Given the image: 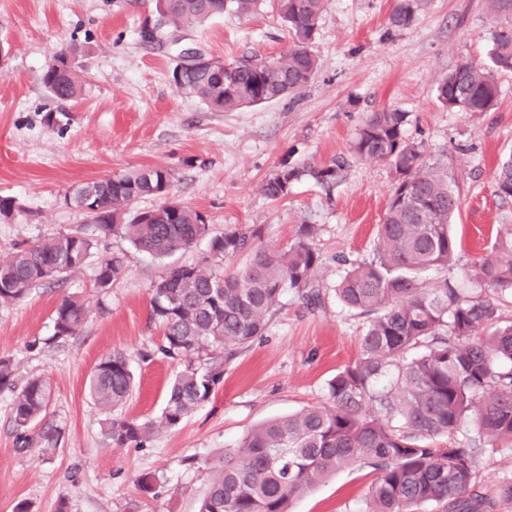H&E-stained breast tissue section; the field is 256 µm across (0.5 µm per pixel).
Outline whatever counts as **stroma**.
Masks as SVG:
<instances>
[{"label": "stroma", "mask_w": 512, "mask_h": 512, "mask_svg": "<svg viewBox=\"0 0 512 512\" xmlns=\"http://www.w3.org/2000/svg\"><path fill=\"white\" fill-rule=\"evenodd\" d=\"M395 0H327L310 51L317 70L306 87L281 99L229 112L209 111L179 92L172 69L193 49L233 62L279 58L291 40L277 0H260L248 15L232 11L205 24L163 30L142 41L154 0H0V197L15 208L0 215V258L17 244L72 230L91 231L87 216L67 205L77 184L143 166L168 169L172 194L207 219L210 236L258 228L260 248L277 253L299 228H317L321 308L283 295L263 336L228 368L208 401L178 427L160 430L144 447L107 446L103 413L88 381L99 361L125 352L135 388L119 416L158 419L178 363L157 350L160 325L151 317L149 288L177 264L199 261L208 238L167 258L134 249L121 234L96 236L84 268L44 284L23 302L0 306V357L12 359L16 383L33 376L52 386L48 419L55 446L19 450L11 422L13 394L0 392V512L26 503L30 512H195L211 461L268 419L320 406L327 383L359 356L363 317L345 307L335 288L346 271L370 260L377 227L395 183L383 161L353 157L366 117L386 107L407 115L406 140L447 165L461 192L453 233L455 262L423 273L448 278L472 295L484 292L469 271L483 254L512 241V200L498 197L495 175L512 155V74L498 77L487 112L443 105L437 87L463 60L489 65L495 23L486 0H428L402 29L388 22ZM74 45L85 69L81 96L61 102L40 76L52 54ZM54 115L47 125L46 115ZM346 164L329 187L308 171L338 158ZM300 170L288 198L273 200L262 184L281 164ZM121 255L127 271L100 291L94 270ZM66 297L84 302L82 331L48 344L51 315ZM157 492L139 488L142 476ZM375 478L371 468L337 472L296 499L291 512H363ZM477 488L498 499L512 483V447L487 448Z\"/></svg>", "instance_id": "obj_1"}]
</instances>
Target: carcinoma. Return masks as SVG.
Instances as JSON below:
<instances>
[{
    "label": "carcinoma",
    "instance_id": "carcinoma-1",
    "mask_svg": "<svg viewBox=\"0 0 512 512\" xmlns=\"http://www.w3.org/2000/svg\"><path fill=\"white\" fill-rule=\"evenodd\" d=\"M427 0H397L389 17L404 28ZM257 0H155V19L144 26L158 39L162 29L201 24L227 10L247 14ZM325 0H278L291 36L276 61L248 57L224 68V81L205 71L172 72L178 91L198 98L212 112H227L279 99L304 87L315 73L308 50ZM499 18L491 30L492 67L463 62L438 86V99L462 112H486L498 94L496 75L512 72V0H489ZM75 47L55 52L41 73L48 92L75 99L83 80ZM406 113L384 108L365 121L354 144L360 158L385 161L397 174L379 225L373 257L347 272L336 292L345 306L365 317L360 356L328 383V404L304 408L253 428L234 448L208 467L207 488L197 512H291L292 502L341 469L366 464L377 476L364 512H486L487 497L476 490L485 439L512 447V324L500 325L498 306L487 295L469 296L448 278L432 285L420 275L446 269L455 256L449 225L460 196L447 167L403 137ZM342 162L309 171L331 185ZM302 171L282 165L262 186L284 199ZM496 191L512 199V156L496 173ZM171 173L141 167L78 184L66 195L88 214L97 234L119 233L143 253L162 258L191 248L208 231L202 213L170 196ZM162 199L155 209L123 221L138 199ZM316 227L303 224L278 254L255 246L261 229L232 231L209 240L201 261L169 269L150 288L152 316L163 328L162 355L183 363L169 385L159 424L109 416L132 395L129 357L114 351L89 379L95 405L108 414L102 425L107 444L141 447L159 428L179 426L209 399L224 371L255 339L286 291L309 306L322 304L315 286L317 256L310 240ZM94 238L62 233L36 241L0 260V306L23 301L37 286L83 268ZM252 257L243 266L234 260ZM121 256L100 261L97 288L105 292L125 275ZM473 276L493 292L512 291V244L481 257ZM87 309L65 298L56 307L49 340L63 343L78 334ZM14 393L12 419L17 443L49 409L52 389L42 377L15 390L14 365L0 358V391ZM477 433L456 434L467 423Z\"/></svg>",
    "mask_w": 512,
    "mask_h": 512
}]
</instances>
